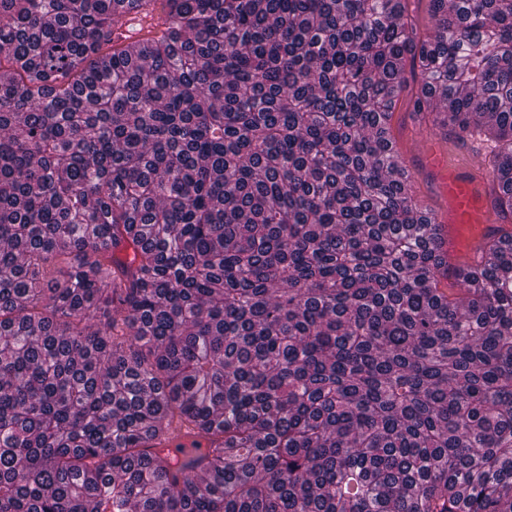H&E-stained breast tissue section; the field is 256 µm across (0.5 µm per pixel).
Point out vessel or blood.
Segmentation results:
<instances>
[{
  "instance_id": "b4317fda",
  "label": "vessel or blood",
  "mask_w": 512,
  "mask_h": 512,
  "mask_svg": "<svg viewBox=\"0 0 512 512\" xmlns=\"http://www.w3.org/2000/svg\"><path fill=\"white\" fill-rule=\"evenodd\" d=\"M161 28V16L145 18L138 11L129 10L123 25L115 29L113 39L136 50L141 46L145 30ZM483 150V143L474 141L463 158L453 160L442 147L435 146L419 165L436 176L437 191L443 201L442 207L431 211L430 217L439 228L437 253L448 268L442 282L451 288L456 285L459 267L487 262L481 243L497 226L493 199L485 190L490 173L475 161Z\"/></svg>"
}]
</instances>
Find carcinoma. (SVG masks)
Instances as JSON below:
<instances>
[{"mask_svg":"<svg viewBox=\"0 0 512 512\" xmlns=\"http://www.w3.org/2000/svg\"><path fill=\"white\" fill-rule=\"evenodd\" d=\"M429 2L0 0V512H512V0ZM404 98L511 226L451 291ZM139 27L142 28L141 31L138 30ZM148 28H151L152 32H161L162 17L155 14L152 18H143L137 10H128L125 13L124 24L115 29L112 38L128 49L138 51ZM402 117L401 119L398 118ZM393 135L400 141L407 154L417 156L420 149L426 148L433 140L440 138L442 130L432 127L431 124H422L410 112L406 103L398 105L394 121ZM407 154L394 148L393 156L396 162L406 171L416 174V168Z\"/></svg>","mask_w":512,"mask_h":512,"instance_id":"carcinoma-1","label":"carcinoma"}]
</instances>
